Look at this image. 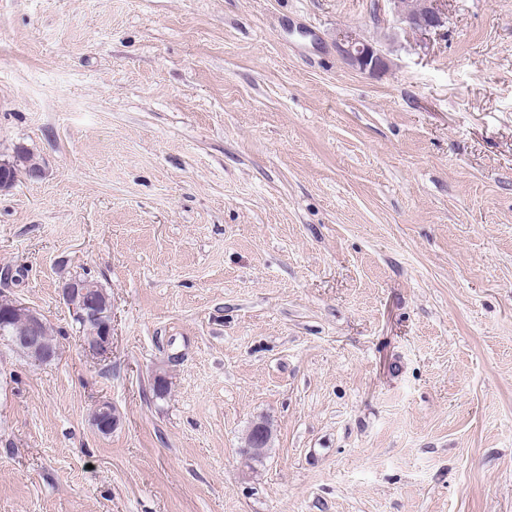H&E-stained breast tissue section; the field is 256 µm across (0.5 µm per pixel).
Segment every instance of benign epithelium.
Returning <instances> with one entry per match:
<instances>
[{"mask_svg": "<svg viewBox=\"0 0 512 512\" xmlns=\"http://www.w3.org/2000/svg\"><path fill=\"white\" fill-rule=\"evenodd\" d=\"M394 11L399 20L412 30L427 31L443 25V19L436 11L433 0H419L417 8L408 10L402 0H393ZM339 51L353 66L363 72L375 73L386 67L384 55L372 44L361 39L346 40L339 44ZM63 301L71 310L74 320L88 322L96 320L99 323L98 333L83 341L84 349L92 356L104 358L112 352V308L96 302L88 295L87 290L78 277L66 280L61 288ZM23 315L29 320V331L24 336L14 337V341L29 346L36 356L52 358L53 354L40 348L41 340L38 336V325L41 315L19 301L13 299L11 304L0 310V323L7 324L14 315ZM94 424L99 430H106L108 426L116 425V417L112 405L103 402L98 405L93 415ZM254 429L264 437V442L252 443L240 449L242 461L250 462L253 458H261L267 453L272 431L265 421L260 420L254 424Z\"/></svg>", "mask_w": 512, "mask_h": 512, "instance_id": "benign-epithelium-1", "label": "benign epithelium"}]
</instances>
